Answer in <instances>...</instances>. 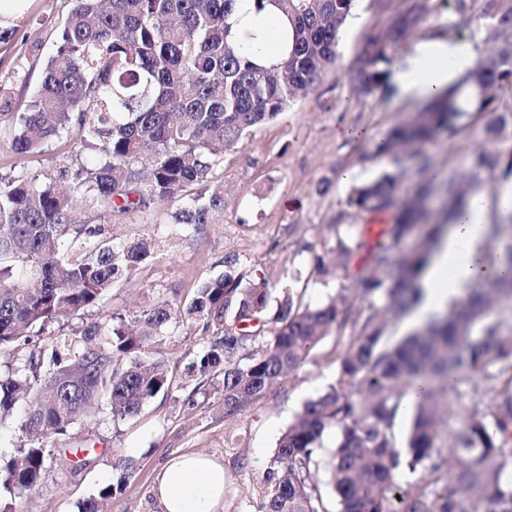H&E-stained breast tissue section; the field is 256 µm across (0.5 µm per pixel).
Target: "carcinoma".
<instances>
[{"label":"carcinoma","instance_id":"1","mask_svg":"<svg viewBox=\"0 0 512 512\" xmlns=\"http://www.w3.org/2000/svg\"><path fill=\"white\" fill-rule=\"evenodd\" d=\"M355 0H255L288 25V57L255 62L239 47L229 22L236 0H72L44 66L33 100L23 112L0 102V133L18 154L42 153L53 142L74 141L75 158L62 159L43 178L0 176V353L19 365L0 375V421L18 416L26 438L17 455L0 463V512L35 491L48 466L76 459L91 463L89 448L52 444L81 416L104 404L113 418L132 417L172 386L164 360L149 356L156 331L187 315L212 339L187 368L198 377L223 375L224 417L260 401L284 376L300 368L332 330L340 338L336 383L309 400L278 440L265 475L268 491L258 512H328L320 489L317 450L326 430L339 434L327 462L328 486L338 512H395V477L418 475L403 512H512V332L502 333L500 309L512 305V209L489 237L495 260L511 275L485 280L467 299L402 337L390 320L409 315L417 280L443 225L413 236L423 223L427 189L394 200V177L357 188L348 198L357 213L396 211L388 242L349 272L351 249L338 224L332 258L314 256L319 274L334 264L349 284L329 303L303 304L293 289L266 319L275 285L235 272L239 258L224 257L227 271L209 279L186 305L163 301L138 315L94 323L69 336L52 333L63 315L103 312L114 285L131 278L156 255L145 241L114 244L112 219L143 213L176 199L172 223L197 228L224 210V186L211 173L224 152L251 129L275 120L291 103L337 67L342 27ZM430 11L429 0H401L388 23L366 38L365 64L345 70L369 94L385 75L405 34ZM512 85V62L475 67L428 102L413 119L391 128L377 150L400 163L402 149L458 134L470 112H493L498 92ZM506 164L512 145L468 154V179ZM449 216L464 205L448 177ZM83 209L85 221L74 213ZM388 304L380 307L376 299ZM264 339L258 355L246 342ZM472 384V407L452 410L459 377ZM494 396L484 400L482 385ZM410 402L404 438L397 418ZM457 426L442 434V415ZM108 484L77 505L100 512L113 497Z\"/></svg>","mask_w":512,"mask_h":512}]
</instances>
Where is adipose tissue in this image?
<instances>
[{
  "instance_id": "1",
  "label": "adipose tissue",
  "mask_w": 512,
  "mask_h": 512,
  "mask_svg": "<svg viewBox=\"0 0 512 512\" xmlns=\"http://www.w3.org/2000/svg\"><path fill=\"white\" fill-rule=\"evenodd\" d=\"M231 22L238 45L259 62L273 61L287 52L284 22L273 23L267 15L256 13L254 0H238ZM472 62L468 42L444 38L424 41L394 59L389 79L400 97L431 101L445 92L454 74L469 71ZM490 222L486 196L472 195L456 213L419 275L421 299L413 309L412 323L451 306L481 277L500 274V267L489 264L485 251ZM154 494L163 512H218L224 502V466L202 454L176 456L157 474Z\"/></svg>"
}]
</instances>
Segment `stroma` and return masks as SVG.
<instances>
[{
  "instance_id": "stroma-1",
  "label": "stroma",
  "mask_w": 512,
  "mask_h": 512,
  "mask_svg": "<svg viewBox=\"0 0 512 512\" xmlns=\"http://www.w3.org/2000/svg\"><path fill=\"white\" fill-rule=\"evenodd\" d=\"M399 5V0H356L340 32V70L225 152L224 164L212 179L223 183L226 202L210 224L197 229L173 224L178 203L167 200L113 226L117 241L150 237L158 248L155 261L112 288L105 313L127 317L164 300L190 302L205 279L223 271L229 253L238 255L239 270L251 277L267 278L282 290L303 289L305 303L320 306L342 285L335 275L313 271L314 255L332 246L327 225L349 226L356 244L350 260L354 268L387 242L391 211L360 214L349 207L348 197L353 188L394 172V165L376 154L375 145L423 104L399 99L387 80L372 94L358 95L341 70L357 63L367 34L383 27ZM467 5L472 19L461 27L453 0H430V13L404 36L400 52L440 36L468 40L475 55H482L491 45L498 18L483 13L482 0H467ZM70 7L69 0H28L14 19V38L0 43V92L14 111H24L32 101L54 50L52 33ZM492 120L488 112L468 117L457 136L440 137L422 151L432 166L456 172L472 148L487 145ZM340 126L359 131V138L339 140ZM71 148L70 141L62 140L49 152L21 156L0 136V175L42 176L51 171L54 159L69 156ZM346 172L352 178L345 183L341 177ZM209 341L196 322L159 333L154 350L168 368L173 382L169 392L150 399L134 417L114 420L100 413L78 421L62 441L81 447L93 439V463L81 469L50 467L31 497L14 501L15 512H77L79 502L108 483L118 492L107 512H161L152 493L155 477L172 457L185 453H202L223 463L222 512H256L265 491L263 476L282 431L307 401L336 381L337 337H324L303 367L231 418L224 415L221 377L208 382L206 398L186 403L187 368ZM132 448L138 451V468L129 476L121 462Z\"/></svg>"
}]
</instances>
